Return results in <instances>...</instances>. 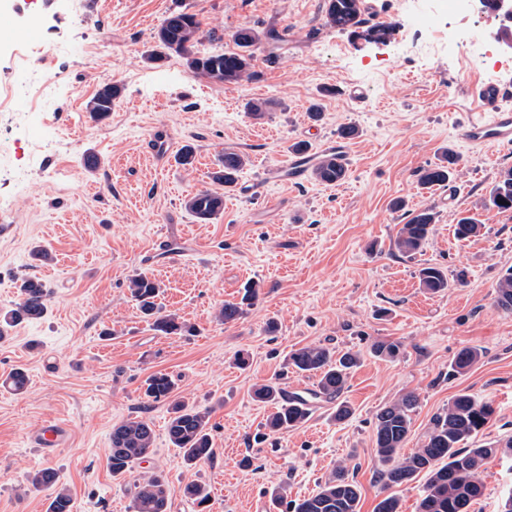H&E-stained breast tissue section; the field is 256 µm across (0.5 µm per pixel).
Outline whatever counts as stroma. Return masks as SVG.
<instances>
[{
	"instance_id": "1",
	"label": "stroma",
	"mask_w": 512,
	"mask_h": 512,
	"mask_svg": "<svg viewBox=\"0 0 512 512\" xmlns=\"http://www.w3.org/2000/svg\"><path fill=\"white\" fill-rule=\"evenodd\" d=\"M364 0L391 23L387 41L325 26V0H0V92L10 91L0 120V203H9L14 234L0 237V312L19 302L21 279L34 276L50 290L43 319L22 323L0 342V376L24 369V393L0 391V512H46L48 494L29 487L34 470L59 473L72 512H129L137 477L162 471L172 490L170 512H253L259 498L283 512L288 499L316 492L336 465L359 485V512H374L386 495L400 512H416L427 480L389 489L377 477L376 412L414 393L405 452L419 448L431 417L458 392L492 400L496 417L478 443L512 437V313L496 305L495 284L512 267V212L486 207L500 172L512 168V146L470 147L455 126L475 105L472 82L512 86V67L482 66L487 44L503 46L512 23L491 12L449 15L440 0ZM197 14L217 30L202 53L231 48L242 26L287 29L278 49L254 54V78L236 84L194 76L167 52L148 61L155 35L171 11ZM440 38L441 48L419 55L414 41ZM107 83L121 96L109 117L91 118L88 100ZM50 87L43 103L36 85ZM363 101L349 95L351 86ZM320 102L312 120L308 108ZM250 102L266 103L261 116ZM346 124L351 140L346 178L336 185L292 183L288 147L306 141L323 151ZM175 150L195 148L192 166L174 156H148L153 135ZM461 163L454 195L420 188L415 172L438 161L444 148ZM249 163L237 189L224 196L213 222H197L185 202L211 179L224 150ZM99 164L85 166L86 154ZM437 214L426 247L414 257L394 254L405 211ZM482 228L455 238L458 217ZM185 244L175 260L158 256L160 240ZM51 251L43 264L34 246ZM432 264L466 281L432 295L417 271ZM145 272L162 284L158 301L194 328L186 336L154 332L139 316L127 284ZM261 284L259 300L237 322L218 320L224 302L247 281ZM275 333H267L268 322ZM111 339H102V330ZM376 340H398L400 356L380 360ZM352 349L362 360L342 395L352 417L336 422L333 403L318 401L301 427L280 434L265 427L270 406L252 398L255 385L314 386L294 374L291 351L307 345ZM480 348V361L449 376L453 355ZM248 359L238 367V355ZM174 376L177 396L208 409L216 453L196 468L183 464L166 436L167 403H147L144 380ZM133 416L155 433L154 453L124 478H113L108 457L115 424ZM67 424L68 445L44 457L29 436L48 420ZM210 492L206 510L182 495L189 481ZM483 494L470 512H498L512 488V455L488 460Z\"/></svg>"
}]
</instances>
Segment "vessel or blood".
I'll return each instance as SVG.
<instances>
[{
    "instance_id": "obj_1",
    "label": "vessel or blood",
    "mask_w": 512,
    "mask_h": 512,
    "mask_svg": "<svg viewBox=\"0 0 512 512\" xmlns=\"http://www.w3.org/2000/svg\"><path fill=\"white\" fill-rule=\"evenodd\" d=\"M469 93L481 101L482 109L457 125L458 140L471 146L511 145L512 110L501 107L500 102L512 96V89L483 83L472 85ZM70 438L71 430L66 424L48 421L32 435L31 441L49 456L67 444Z\"/></svg>"
}]
</instances>
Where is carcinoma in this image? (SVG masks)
<instances>
[{"mask_svg": "<svg viewBox=\"0 0 512 512\" xmlns=\"http://www.w3.org/2000/svg\"><path fill=\"white\" fill-rule=\"evenodd\" d=\"M325 24L338 32L355 34L362 30L371 36L383 38L391 34L390 23H371L365 18L364 0H327ZM213 39L216 30L203 29L197 14L185 11L170 13L160 25L156 39L158 49L151 51V62L162 58V51L170 50L183 56L188 69L196 76L206 77L219 83H236L252 78L255 47L267 44L273 48L284 41L275 28L264 32L251 26L237 29L232 35L233 49L222 53L201 54L195 50L203 38ZM120 97L119 86H102V96L88 101L86 110L100 121L109 116L112 107L109 98ZM459 155L448 148L438 162L417 170V182L423 189L446 187L459 166ZM248 164V158L233 151L222 153L212 172V180L232 190L238 184L240 173ZM312 177L319 183L332 185L346 177V165L341 156L324 154L312 170ZM489 207L499 213L512 211V168L502 171L489 193ZM190 214L201 223L217 219L224 210V195L216 191H201L185 203ZM436 223V213L431 208L413 211L400 225L393 241L394 249L405 257L423 251ZM481 224L472 216H464L455 224L454 234L466 240L479 233ZM419 284L426 292L440 295L448 290V270L436 266H423L417 270ZM127 288L138 309L151 329L162 335H180L191 332L192 327L173 314H163L157 306L160 294L159 282L146 273H138L128 280ZM260 283L245 285L238 301H226L217 317L224 323L241 319L260 294ZM497 303L507 313L512 312V268L508 269L496 284ZM20 301L0 318V341L7 328L23 322L41 319L50 301V291L45 284L29 277L19 285ZM402 349L398 340H380L372 344L371 353L379 358H396ZM481 358L476 347L466 346L458 350L449 364L448 375L462 374ZM360 361V353L351 350L335 351L323 345H309L296 349L289 355L288 364L294 373L316 379L319 397L336 402L334 417L342 422L353 414L352 407L338 398L348 386L351 370ZM175 381L167 373L150 375L143 385V396L149 402L169 404L167 438L176 448L183 463L193 468L211 460L215 454L210 432V411L198 408L185 400L174 397ZM254 400L274 406L265 423L271 433L293 430L306 422L310 408L304 401H285L282 389L272 383L260 384L253 389ZM417 397L406 394L397 401L380 408L374 417L375 450L381 468L378 479L386 487L412 481L421 472L427 480L419 501L418 512H469L471 504L482 496L483 484L480 472L487 460L499 453H512V439L504 446L481 444L474 440L493 422L496 409L488 400H479L462 391L448 402V406L435 414L422 445L405 456L401 450L412 424V413ZM154 431L149 422L140 417L126 419L112 427L109 465L112 475L124 477L134 465L149 457L154 448ZM28 481L35 490L50 489L47 512H71V496L60 482L57 472L39 469L29 474ZM185 498L199 507L205 506L210 493L206 486L189 482L182 489ZM171 488L160 473H145L134 482L130 505L132 512H170ZM360 489L349 478L343 465L336 466L333 475L319 486L311 496L292 502L289 512H359Z\"/></svg>", "mask_w": 512, "mask_h": 512, "instance_id": "1", "label": "carcinoma"}]
</instances>
